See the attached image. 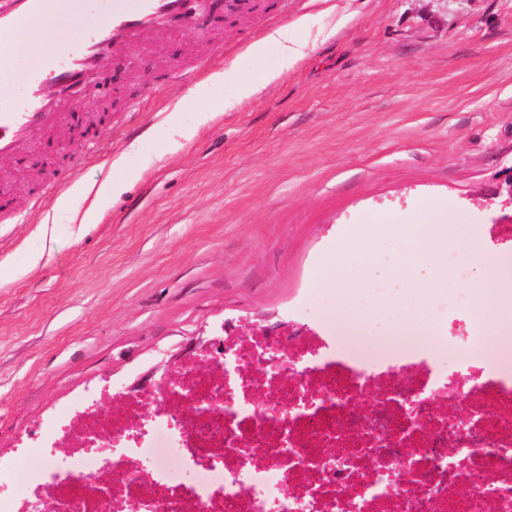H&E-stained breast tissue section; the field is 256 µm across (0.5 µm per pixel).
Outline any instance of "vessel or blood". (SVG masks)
<instances>
[{"label":"vessel or blood","instance_id":"vessel-or-blood-1","mask_svg":"<svg viewBox=\"0 0 512 512\" xmlns=\"http://www.w3.org/2000/svg\"><path fill=\"white\" fill-rule=\"evenodd\" d=\"M60 0H0V51L9 49L22 22L56 13ZM190 0H112L100 25L80 26L63 50L41 58L24 74L9 73L15 92L0 106V157L23 153L65 119L69 99L131 46L151 35L188 27Z\"/></svg>","mask_w":512,"mask_h":512}]
</instances>
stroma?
I'll use <instances>...</instances> for the list:
<instances>
[{
	"instance_id": "obj_1",
	"label": "stroma",
	"mask_w": 512,
	"mask_h": 512,
	"mask_svg": "<svg viewBox=\"0 0 512 512\" xmlns=\"http://www.w3.org/2000/svg\"><path fill=\"white\" fill-rule=\"evenodd\" d=\"M304 15V58L256 62L255 41ZM130 54L136 78L68 106L74 128L100 111L110 134L63 133L36 148L37 164L0 158L11 199L0 214V457L13 487L40 454L21 450L26 431L49 427L75 395L149 391L242 318L322 326L336 291L315 282L349 224H406L448 202L471 256L507 289L500 331L512 337V242L490 234L502 214L491 195L512 167V0H263L208 37ZM231 64L273 79L252 97L230 83L198 96ZM181 107L194 135L171 129L170 148H153ZM137 140L144 151L129 154ZM120 158L126 185L97 203L95 223L62 219L42 235L58 197L103 181Z\"/></svg>"
}]
</instances>
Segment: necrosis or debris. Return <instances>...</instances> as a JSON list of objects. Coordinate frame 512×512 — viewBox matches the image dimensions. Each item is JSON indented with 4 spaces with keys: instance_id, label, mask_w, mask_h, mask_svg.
Returning <instances> with one entry per match:
<instances>
[{
    "instance_id": "obj_1",
    "label": "necrosis or debris",
    "mask_w": 512,
    "mask_h": 512,
    "mask_svg": "<svg viewBox=\"0 0 512 512\" xmlns=\"http://www.w3.org/2000/svg\"><path fill=\"white\" fill-rule=\"evenodd\" d=\"M472 316L437 317L454 365L351 362L307 325L198 350L122 411L79 397L0 512H512V374L469 357Z\"/></svg>"
}]
</instances>
